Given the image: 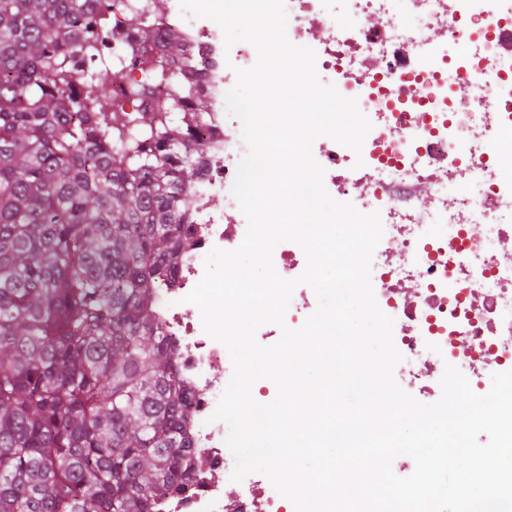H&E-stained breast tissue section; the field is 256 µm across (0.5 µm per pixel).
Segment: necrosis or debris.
I'll return each instance as SVG.
<instances>
[{
    "instance_id": "1",
    "label": "necrosis or debris",
    "mask_w": 512,
    "mask_h": 512,
    "mask_svg": "<svg viewBox=\"0 0 512 512\" xmlns=\"http://www.w3.org/2000/svg\"><path fill=\"white\" fill-rule=\"evenodd\" d=\"M287 37L316 53L318 73L356 99L370 120L361 153L328 137L312 147L324 186L337 201L379 212L383 236L371 282L379 308L394 320L404 379L428 397L442 394L446 365L468 370L476 394L512 370V166L499 160V132L512 127V0H285ZM151 23L175 26L183 52L168 91L209 104L184 137L199 175L185 197L187 232L170 276L158 288L155 316L169 336L186 389L183 429L190 441L189 481L155 512H293L267 477L247 475L234 494L224 477L235 459L223 422L213 420L232 376L226 347L208 336L199 309L185 300L215 248L233 250L247 226L236 221L231 188L246 145L225 94L236 69L253 66L246 42L225 47L210 20L153 0H112V61L122 77L112 98L138 106L133 91L153 84L132 54L128 34ZM223 208H214L213 197Z\"/></svg>"
}]
</instances>
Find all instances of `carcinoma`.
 <instances>
[{"mask_svg":"<svg viewBox=\"0 0 512 512\" xmlns=\"http://www.w3.org/2000/svg\"><path fill=\"white\" fill-rule=\"evenodd\" d=\"M88 2L0 0V512H154L190 477L154 296L198 170L167 96L112 103Z\"/></svg>","mask_w":512,"mask_h":512,"instance_id":"cac0c4a2","label":"carcinoma"}]
</instances>
